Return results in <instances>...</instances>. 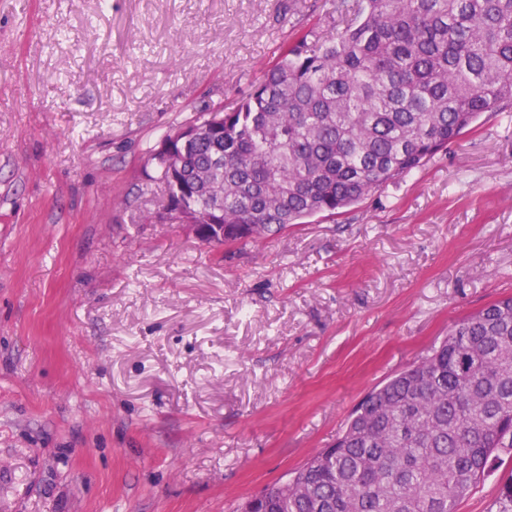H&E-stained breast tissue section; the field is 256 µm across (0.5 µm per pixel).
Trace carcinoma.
<instances>
[{
    "mask_svg": "<svg viewBox=\"0 0 512 512\" xmlns=\"http://www.w3.org/2000/svg\"><path fill=\"white\" fill-rule=\"evenodd\" d=\"M339 22L295 35L224 135L182 157L196 208L224 212V244L342 214L420 168L479 114L512 104V0H336ZM143 195L172 191L169 169ZM512 451V297L470 314L371 389L335 444L274 484L262 512H455ZM489 512H512V477Z\"/></svg>",
    "mask_w": 512,
    "mask_h": 512,
    "instance_id": "carcinoma-1",
    "label": "carcinoma"
}]
</instances>
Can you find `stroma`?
<instances>
[{
	"label": "stroma",
	"instance_id": "1",
	"mask_svg": "<svg viewBox=\"0 0 512 512\" xmlns=\"http://www.w3.org/2000/svg\"><path fill=\"white\" fill-rule=\"evenodd\" d=\"M333 4L0 0V512H237L512 296L503 112L247 245L202 244L138 197L166 133L233 108ZM511 473L456 512H487Z\"/></svg>",
	"mask_w": 512,
	"mask_h": 512
}]
</instances>
